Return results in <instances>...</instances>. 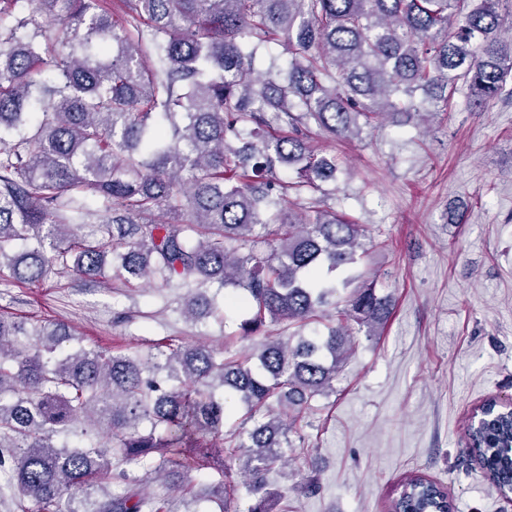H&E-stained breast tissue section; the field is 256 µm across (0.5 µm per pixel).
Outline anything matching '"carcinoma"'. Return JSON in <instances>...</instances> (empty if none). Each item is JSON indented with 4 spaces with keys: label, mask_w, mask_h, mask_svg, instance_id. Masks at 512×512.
Instances as JSON below:
<instances>
[{
    "label": "carcinoma",
    "mask_w": 512,
    "mask_h": 512,
    "mask_svg": "<svg viewBox=\"0 0 512 512\" xmlns=\"http://www.w3.org/2000/svg\"><path fill=\"white\" fill-rule=\"evenodd\" d=\"M0 1L21 6L0 25V271L35 283L60 261L180 288L194 324L223 322L217 288L245 314L239 336L278 327L240 353L181 341L143 358L0 314V465L34 512H174L147 475L183 512H273L267 475L334 391L349 322L392 312L373 284L336 279L362 225L285 205L336 191V157L312 149L310 126L348 138L360 117L420 111L419 91L446 112L459 82L474 108L512 94L499 0H116L119 24L108 0ZM263 43L288 46L286 73L254 69ZM88 192L103 213L93 240L68 232L98 212ZM323 317L327 333H301ZM231 404L245 414L227 442ZM470 450L512 491V413L490 414ZM392 512H449L448 495L413 476Z\"/></svg>",
    "instance_id": "carcinoma-1"
}]
</instances>
